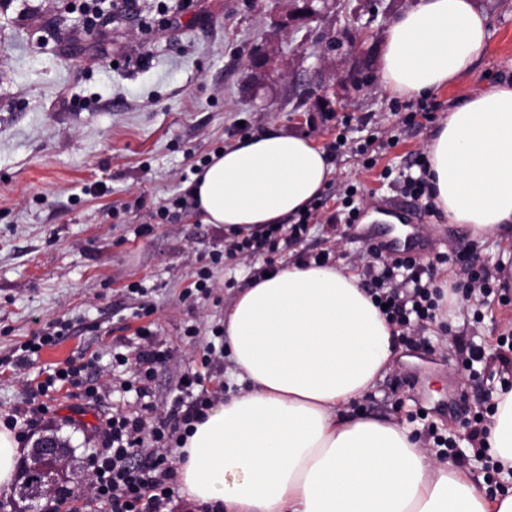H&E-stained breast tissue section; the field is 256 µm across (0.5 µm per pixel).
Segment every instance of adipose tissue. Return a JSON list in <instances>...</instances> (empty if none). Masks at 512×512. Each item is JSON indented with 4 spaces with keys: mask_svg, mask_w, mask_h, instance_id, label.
<instances>
[{
    "mask_svg": "<svg viewBox=\"0 0 512 512\" xmlns=\"http://www.w3.org/2000/svg\"><path fill=\"white\" fill-rule=\"evenodd\" d=\"M489 39L475 0H416L386 22L384 90L417 97L471 70ZM432 195L450 223L512 243V83L470 95L436 128ZM332 172L295 134L244 138L189 187L204 223L245 233L301 213ZM224 341L248 391L208 410L180 439L177 474L213 512H512L473 474L435 456L403 425L351 411L392 369L394 329L343 266L291 264L242 289ZM486 438L512 469V390L496 392Z\"/></svg>",
    "mask_w": 512,
    "mask_h": 512,
    "instance_id": "1",
    "label": "adipose tissue"
}]
</instances>
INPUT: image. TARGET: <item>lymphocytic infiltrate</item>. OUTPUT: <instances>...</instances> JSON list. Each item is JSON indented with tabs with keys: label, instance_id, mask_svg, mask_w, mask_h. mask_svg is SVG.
<instances>
[{
	"label": "lymphocytic infiltrate",
	"instance_id": "obj_1",
	"mask_svg": "<svg viewBox=\"0 0 512 512\" xmlns=\"http://www.w3.org/2000/svg\"><path fill=\"white\" fill-rule=\"evenodd\" d=\"M314 209L300 213L292 224H270L244 235L224 241V251L214 254L210 266L198 268L193 274L191 288L185 289L184 297L194 292H206L212 288L211 265L219 264L223 255H239L245 258L275 251L280 243H293L307 235L310 224L316 223ZM457 280L454 292L480 293L498 296L502 304L512 303V291L495 283L489 269L476 267L465 259H458ZM424 268L420 259L414 256L393 258L384 264L366 287L377 304L386 308L385 316L390 324L405 327L410 322L424 323L436 320L444 307V291L424 284ZM138 340L134 360H127L124 353H113L118 365H131L129 379L123 380V392H135L138 399L151 394L150 382L157 365L170 360V350L161 348L154 330L147 326L138 327ZM95 367L94 358L67 360L58 372L49 374L37 387L38 400L29 402L27 407L17 408L8 415L11 426L17 427L19 437L33 435L44 422L49 412L46 396L55 392L57 381H64L77 389L85 407L100 406L104 391L93 382L91 372ZM199 384L194 375H183L179 380V393L173 398L165 412L164 420L148 422L141 408L113 405L97 427L98 446L86 458L92 474L88 491L89 502L106 506L108 512H168L173 500L171 484L175 470L164 453L174 439L169 423L190 426L204 416L218 392L194 395Z\"/></svg>",
	"mask_w": 512,
	"mask_h": 512
}]
</instances>
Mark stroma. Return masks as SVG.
Returning <instances> with one entry per match:
<instances>
[{"label": "stroma", "mask_w": 512, "mask_h": 512, "mask_svg": "<svg viewBox=\"0 0 512 512\" xmlns=\"http://www.w3.org/2000/svg\"><path fill=\"white\" fill-rule=\"evenodd\" d=\"M133 2L131 16L109 2L98 6L92 25L83 0H0V418L25 407L44 370L80 355H97L96 379L111 401H135L134 393L115 392L124 370L113 365L112 349L115 328L145 299L156 308L158 340L174 350L151 382L155 416L186 373H203L205 389L238 394L231 359L209 374L201 359L206 345H221L225 307L264 261L224 258L213 268L210 295L183 298L191 272L223 250L224 228L181 211L143 235L148 214L187 193L186 177L201 158L240 138L296 133L326 148L341 134L350 144L371 136L372 167L342 150L321 195L327 215L342 209L345 188L355 186L358 223L311 225L301 243L276 255L281 267L326 250L333 263L364 276L372 225L400 198L396 179L407 158L426 153L437 121L470 93L512 81V0H477L490 38L472 70L446 90L413 98L381 87V26H350L360 0H336L335 10L289 33L275 27L280 0ZM344 25L354 43L347 58L315 53L322 35ZM353 63L367 81L322 95L321 85L334 84ZM426 104L437 108L434 122L404 124ZM424 207L415 204L423 261L462 253L491 270L501 265L508 247L500 239L473 236ZM432 278L455 282L457 267L434 264ZM134 283L142 293L129 292ZM57 318L72 321L70 333L16 368L19 346ZM192 325L200 337L187 336ZM511 331L512 304L459 299L427 324L424 343H401L394 370L356 407L399 421L426 447L446 439L456 465L485 477L455 400L464 397L472 415L491 397L500 381L498 339ZM455 337L481 349L483 361L470 368L457 362ZM76 403L70 387L54 392L39 432L66 443L61 485L77 512H90L84 459L96 445L101 413L75 414Z\"/></svg>", "instance_id": "obj_1"}]
</instances>
